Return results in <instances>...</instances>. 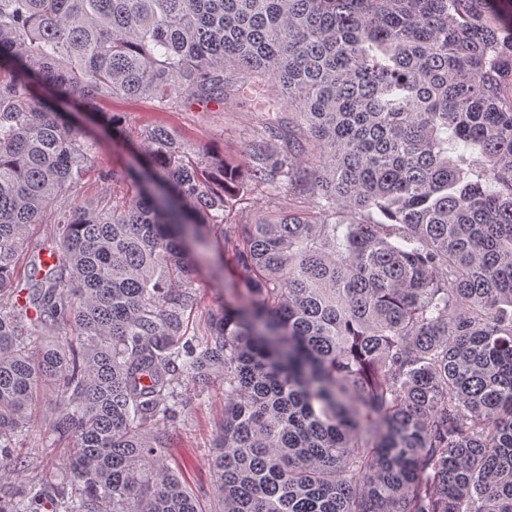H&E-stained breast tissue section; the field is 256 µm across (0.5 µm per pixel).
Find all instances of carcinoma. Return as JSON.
Wrapping results in <instances>:
<instances>
[{
    "mask_svg": "<svg viewBox=\"0 0 512 512\" xmlns=\"http://www.w3.org/2000/svg\"><path fill=\"white\" fill-rule=\"evenodd\" d=\"M40 84L253 92L265 135L234 168L154 127L134 193L70 205L20 290L27 227L91 171ZM258 187L309 208L226 223ZM215 229L240 288L190 336ZM1 299L0 459L29 468L44 392L71 446L0 512H208L169 424L216 377L219 512H512V0H0Z\"/></svg>",
    "mask_w": 512,
    "mask_h": 512,
    "instance_id": "obj_1",
    "label": "carcinoma"
}]
</instances>
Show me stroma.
I'll use <instances>...</instances> for the list:
<instances>
[{"label":"stroma","instance_id":"35a3bbf8","mask_svg":"<svg viewBox=\"0 0 512 512\" xmlns=\"http://www.w3.org/2000/svg\"><path fill=\"white\" fill-rule=\"evenodd\" d=\"M61 109L71 120L82 126L94 144L92 168L75 185L68 196L69 202H80L97 208H108L112 197L125 193L128 184L123 177L134 167L144 145L148 129L164 125L184 143L192 158L221 155L240 160L248 142L262 131L259 113L234 104L221 108L179 98L170 108L157 110L150 101L105 99L98 111H90L75 102L62 104ZM118 112L123 116L120 131H112L105 120L106 114ZM200 271L192 288L197 303L192 310L188 330L203 335L207 330V314L233 297V286L238 271L230 252L215 248L213 244L196 247ZM186 408L176 423L179 435L169 463L178 469L190 489L206 504H215V488L209 471L208 457L224 411V381L216 379L207 389L190 385L177 388ZM58 411L54 396L42 395L36 415L23 437V442L34 455L45 450H62L67 445L52 431L51 424Z\"/></svg>","mask_w":512,"mask_h":512}]
</instances>
